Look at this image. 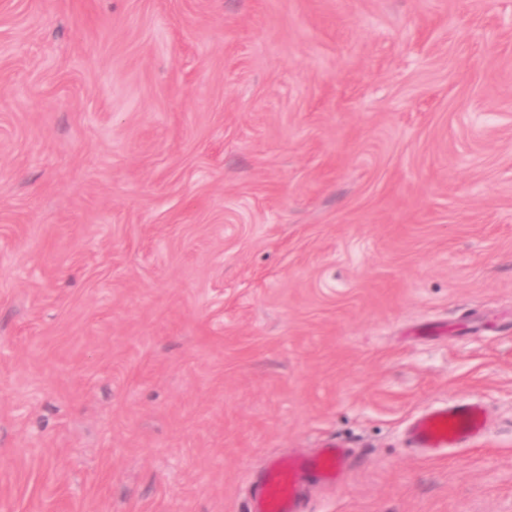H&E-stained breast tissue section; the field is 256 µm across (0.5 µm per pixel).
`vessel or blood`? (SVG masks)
Wrapping results in <instances>:
<instances>
[{
	"label": "vessel or blood",
	"instance_id": "obj_1",
	"mask_svg": "<svg viewBox=\"0 0 512 512\" xmlns=\"http://www.w3.org/2000/svg\"><path fill=\"white\" fill-rule=\"evenodd\" d=\"M487 430L484 406L451 401L422 411L408 425L409 442L429 454L446 448L483 442ZM346 456L338 439L324 441L311 457L270 456L248 506L249 512H299L302 486L309 481L329 483L342 473Z\"/></svg>",
	"mask_w": 512,
	"mask_h": 512
}]
</instances>
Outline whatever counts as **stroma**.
I'll list each match as a JSON object with an SVG mask.
<instances>
[{"label":"stroma","mask_w":512,"mask_h":512,"mask_svg":"<svg viewBox=\"0 0 512 512\" xmlns=\"http://www.w3.org/2000/svg\"><path fill=\"white\" fill-rule=\"evenodd\" d=\"M333 436L302 512H512V0H0V512ZM487 413L473 401H448L412 417L408 425L409 442L428 454L485 440Z\"/></svg>","instance_id":"stroma-1"}]
</instances>
